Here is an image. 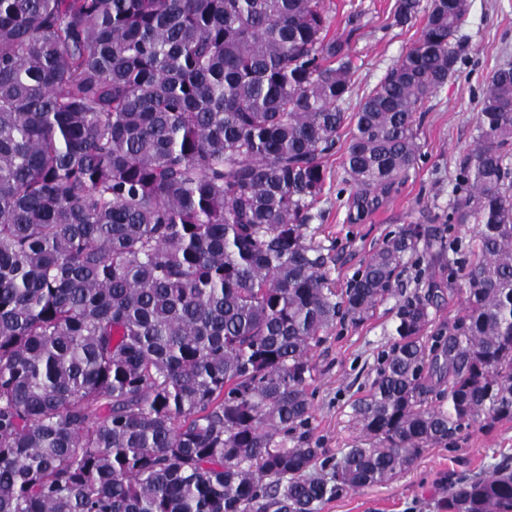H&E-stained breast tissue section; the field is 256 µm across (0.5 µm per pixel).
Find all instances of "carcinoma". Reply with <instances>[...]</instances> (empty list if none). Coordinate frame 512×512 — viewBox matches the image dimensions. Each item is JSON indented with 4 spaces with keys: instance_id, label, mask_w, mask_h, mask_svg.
<instances>
[{
    "instance_id": "carcinoma-1",
    "label": "carcinoma",
    "mask_w": 512,
    "mask_h": 512,
    "mask_svg": "<svg viewBox=\"0 0 512 512\" xmlns=\"http://www.w3.org/2000/svg\"><path fill=\"white\" fill-rule=\"evenodd\" d=\"M470 7L395 0L420 36L348 114L350 37L322 0H0V512H317L512 420V65L482 88L448 208L340 290L305 234L348 121V223L400 190ZM408 264L353 403L369 445L315 476L310 352ZM443 504L512 512V459Z\"/></svg>"
}]
</instances>
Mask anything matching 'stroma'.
Wrapping results in <instances>:
<instances>
[{"label": "stroma", "mask_w": 512, "mask_h": 512, "mask_svg": "<svg viewBox=\"0 0 512 512\" xmlns=\"http://www.w3.org/2000/svg\"><path fill=\"white\" fill-rule=\"evenodd\" d=\"M393 3L324 0L330 32L350 35L357 66L355 98L345 103V112L355 111L357 97L371 90L420 35L416 26H389ZM353 11L359 14L354 32L347 25ZM461 35L464 62L460 73L416 115L423 157L370 223H347V210L336 199L343 176L342 158L335 155L329 160L330 176L318 205L323 216L310 224L308 232L323 245L335 246L331 277L337 287H345L385 236L411 220L419 208H446L453 195L456 166L477 134L480 88L497 68L512 63V0H471ZM395 305V300H387L360 325L334 329L311 352L315 367L311 432L326 458L341 456L362 438L352 404L368 390L376 356L390 341ZM506 456L512 457V421L470 432L445 448H425L410 469L392 480L327 500L318 512H435L434 503L445 492L450 474H488Z\"/></svg>", "instance_id": "1"}]
</instances>
